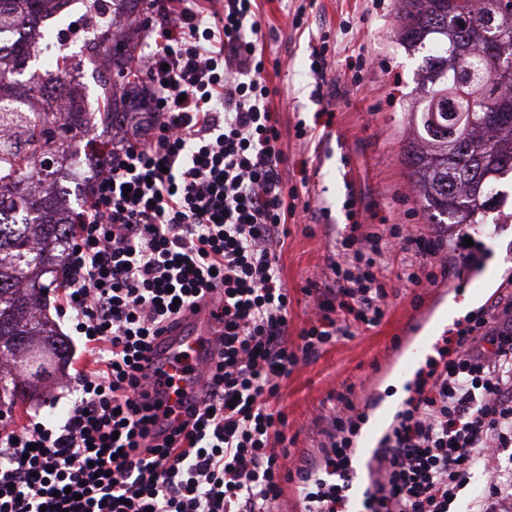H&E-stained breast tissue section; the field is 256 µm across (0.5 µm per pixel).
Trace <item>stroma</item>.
Segmentation results:
<instances>
[{"instance_id": "1", "label": "stroma", "mask_w": 512, "mask_h": 512, "mask_svg": "<svg viewBox=\"0 0 512 512\" xmlns=\"http://www.w3.org/2000/svg\"><path fill=\"white\" fill-rule=\"evenodd\" d=\"M400 0H260L259 17L265 65L278 90L271 106L282 131V167L295 188L296 209L290 234L279 254L281 278L299 302L288 315V341L297 344L300 330L315 319L312 301L301 298L306 280H324L326 258L336 249V236L348 219L344 202L355 196L360 220L370 230L385 224H422L426 217L419 195L402 163L412 139L404 112L419 98L417 73L423 50H412L401 36ZM322 50L328 61L322 96H314L312 53ZM313 137L295 136L296 123ZM100 159L73 150L58 181L68 191L66 204L80 209ZM481 242L479 264L457 248L459 232L449 231L439 263L449 276L436 285L410 290L393 283L380 325L362 327L349 339L330 343L313 361L299 366L284 382L277 402L288 416L284 429L296 459L321 458L327 437L319 422L331 404L327 395L344 384L356 387L359 408L366 413L364 431L355 441V467L349 491L352 512H359L372 475L370 461L377 444L366 433L388 427L407 398L401 388V366L410 372L424 367L436 343L453 336L457 326L484 313L498 289L512 284V222L468 228ZM477 280L466 302H459L461 274ZM460 304L461 312L448 309ZM72 395L54 374L38 396L18 402L16 423L39 416L47 425L65 415Z\"/></svg>"}]
</instances>
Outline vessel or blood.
<instances>
[{
    "instance_id": "vessel-or-blood-1",
    "label": "vessel or blood",
    "mask_w": 512,
    "mask_h": 512,
    "mask_svg": "<svg viewBox=\"0 0 512 512\" xmlns=\"http://www.w3.org/2000/svg\"><path fill=\"white\" fill-rule=\"evenodd\" d=\"M224 332V317L218 302H206L184 313L179 326L167 331L147 352L143 371L173 409L166 422L177 427L200 391V370L211 364Z\"/></svg>"
}]
</instances>
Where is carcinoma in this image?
<instances>
[{"label":"carcinoma","instance_id":"cac0c4a2","mask_svg":"<svg viewBox=\"0 0 512 512\" xmlns=\"http://www.w3.org/2000/svg\"><path fill=\"white\" fill-rule=\"evenodd\" d=\"M71 0H0V38L52 17L51 29L74 23ZM141 0H83L82 41L86 65L106 56L117 79L100 86L103 118L127 120V89L143 83L117 18L139 13ZM402 35L410 48L430 43L419 73L424 102L405 113L424 143L403 153V163L431 224H485L500 207L498 179L512 173V0H404ZM28 69L26 45L0 47V121L19 127L21 147L0 143V199L20 212V224L0 223V356L17 364L0 369V404L13 406L35 392L34 381L65 361L68 343L44 313L48 284L58 280L55 245L72 236L61 190L40 195L29 186L32 172L54 177L45 159L66 156L64 130L89 128L87 113L46 109L29 119L26 101L4 93ZM77 79L67 57L51 60L25 85L41 92L53 79Z\"/></svg>","mask_w":512,"mask_h":512}]
</instances>
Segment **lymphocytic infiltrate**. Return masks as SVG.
I'll return each instance as SVG.
<instances>
[{"label": "lymphocytic infiltrate", "instance_id": "lymphocytic-infiltrate-1", "mask_svg": "<svg viewBox=\"0 0 512 512\" xmlns=\"http://www.w3.org/2000/svg\"><path fill=\"white\" fill-rule=\"evenodd\" d=\"M144 55L149 111L115 144L74 216L61 306L86 364L68 378L63 421L0 414V512H275L283 483L304 512H345L350 449L363 419L353 386L331 392L321 462H296L275 408L299 363L385 315L391 280L435 284L442 236L413 224L352 232L318 312L288 344L292 304L278 253L288 236L279 120L254 41L257 0H154ZM220 293L224 342L190 419L155 445L141 362L185 309ZM421 368L376 452L364 512H454L478 461L512 446V314L468 320ZM512 505V458L497 462L475 512Z\"/></svg>", "mask_w": 512, "mask_h": 512}]
</instances>
